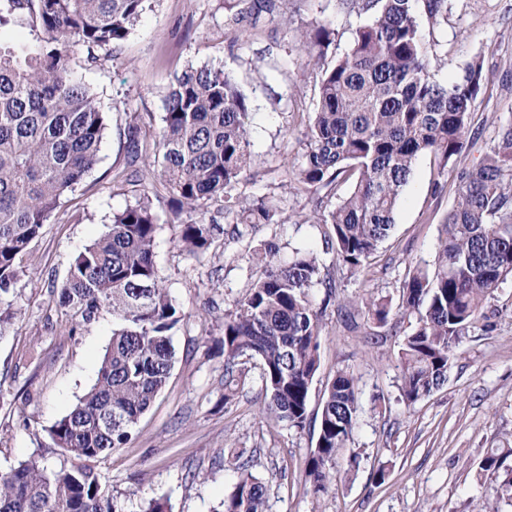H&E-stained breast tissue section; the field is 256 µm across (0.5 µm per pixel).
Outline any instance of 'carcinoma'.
<instances>
[{
	"mask_svg": "<svg viewBox=\"0 0 512 512\" xmlns=\"http://www.w3.org/2000/svg\"><path fill=\"white\" fill-rule=\"evenodd\" d=\"M153 0H0V31L22 22L32 39H0V337L17 319L15 284L30 243L98 162L107 116L96 93L72 65L112 56ZM347 13H371L349 50L333 53L334 30L318 23L301 35L306 64L320 72L316 102L291 188L349 189L318 214L332 226L326 249L337 265L358 273L370 264L394 226V214L418 157L440 172L460 155L475 100L488 83L474 57L452 81L435 78L440 59L424 26L448 16V0H341ZM128 164L141 166L135 203L112 216L109 230L76 257L57 289L61 306L87 325L112 312V339L90 389L47 435L72 458L51 469L37 459L0 472V512H123L102 487L93 463L131 441L139 418L165 387L175 362L172 330L184 319L162 283L154 259L157 185L172 195L168 223L182 227L184 250L207 252L219 225L209 202L222 199L239 223L283 224L260 198L228 195L250 164L247 96L221 68L187 64L163 95V117L151 138L128 125ZM458 197L443 224L434 270H409L399 311L417 316L401 345L400 392L411 405L448 378L455 349L478 328L493 329L486 301L512 279V123L500 127L482 160L457 172ZM260 269L244 296L224 314V399L238 389L235 366L260 362L262 411L304 428L320 364L325 308L311 289L322 263L311 250L283 259L274 240L253 247ZM368 314L387 322L390 308L368 299ZM358 408L355 377L340 371L324 392L316 446L305 481L328 490L336 458L347 447ZM238 480L224 512H266V488L237 465ZM491 475L489 498L477 512L512 502V448H492L481 463Z\"/></svg>",
	"mask_w": 512,
	"mask_h": 512,
	"instance_id": "cac0c4a2",
	"label": "carcinoma"
}]
</instances>
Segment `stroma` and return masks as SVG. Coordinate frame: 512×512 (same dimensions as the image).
Listing matches in <instances>:
<instances>
[{"mask_svg":"<svg viewBox=\"0 0 512 512\" xmlns=\"http://www.w3.org/2000/svg\"><path fill=\"white\" fill-rule=\"evenodd\" d=\"M292 25L278 11L258 22L225 25L224 0H154L133 34L97 65L75 56L74 66L108 114L100 160L30 245L16 284L18 318L0 338V470L29 459L69 467L45 430L65 415L95 382L112 337L104 311L76 328L67 308L50 295L75 257L103 234L113 213L134 203L125 181L129 121L143 134L161 123L162 95L187 63L224 68L248 97L252 112L251 165L236 194L269 197L297 220L279 227L256 225L233 232L236 216L223 204L210 210L222 231L207 253L190 257L175 225L159 223L155 262L170 295L185 315L174 331L176 356L170 378L137 424L131 445L96 462L100 481L125 512L151 498L167 512H218L237 481L236 463H249L266 488L267 512H475L491 480L479 464L492 448H512V280L486 303L492 332L474 330L456 349L447 381L414 404L400 398V349L415 316L398 312L409 267L432 266L442 224L456 204L453 174H439L420 157L394 216V228L370 265L354 275L338 269L325 252L331 227L312 218L316 202L333 207L325 190L296 194L288 183L299 139L315 102L318 70L298 51L301 30L315 23L336 31V51L350 47L368 14H346L339 0H290ZM442 60L440 83L453 80L474 56L490 76L474 104L464 152L457 166L477 163L498 128L512 122V0H449L448 20L431 31ZM276 239L281 256L292 249L321 251L322 284L315 302H327L320 366L314 378L305 428L262 414L258 360L241 358L243 389L224 394V359L214 342L224 334V313L246 293L255 270L248 257L257 241ZM334 290H327L326 281ZM384 300L390 323L366 313V298ZM352 373L359 404L345 453L328 491L313 495L305 483L315 447L323 394L337 372ZM357 454L358 467L348 465ZM136 498H129V491Z\"/></svg>","mask_w":512,"mask_h":512,"instance_id":"obj_1","label":"stroma"}]
</instances>
